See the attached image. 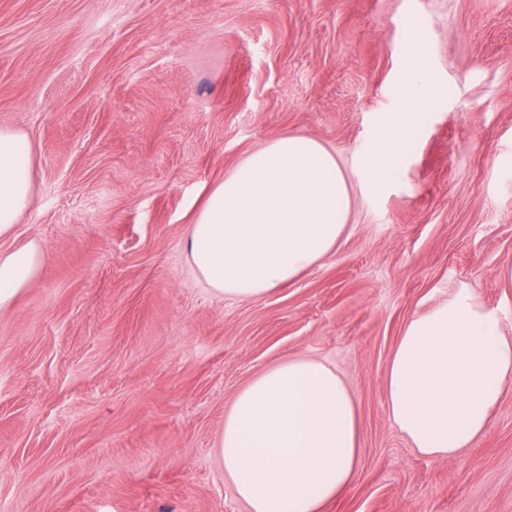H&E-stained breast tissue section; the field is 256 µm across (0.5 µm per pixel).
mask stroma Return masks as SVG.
I'll use <instances>...</instances> for the list:
<instances>
[{"label":"stroma","instance_id":"obj_1","mask_svg":"<svg viewBox=\"0 0 512 512\" xmlns=\"http://www.w3.org/2000/svg\"><path fill=\"white\" fill-rule=\"evenodd\" d=\"M416 54L438 94L398 177L360 182ZM0 127L35 168L0 249L47 253L0 312V512H247L224 413L300 356L358 411L360 469L326 512H512V385L450 461L409 445L383 389L405 322L449 289L512 336V0H0ZM288 133L335 152L348 230L264 299L217 294L190 207Z\"/></svg>","mask_w":512,"mask_h":512}]
</instances>
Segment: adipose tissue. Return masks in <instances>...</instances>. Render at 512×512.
<instances>
[{
    "label": "adipose tissue",
    "mask_w": 512,
    "mask_h": 512,
    "mask_svg": "<svg viewBox=\"0 0 512 512\" xmlns=\"http://www.w3.org/2000/svg\"><path fill=\"white\" fill-rule=\"evenodd\" d=\"M435 83L410 60L398 93L413 130ZM34 147L0 128V239L32 205ZM350 186L318 140L285 134L249 153L209 191L187 229L185 250L218 294L260 300L332 256L348 228ZM45 262L35 241L0 250V310ZM512 381V336L467 287L404 325L384 376L387 412L425 457L452 459L486 433ZM218 452L249 512H325L352 485L361 457L358 416L345 379L296 357L263 371L224 416Z\"/></svg>",
    "instance_id": "adipose-tissue-1"
}]
</instances>
